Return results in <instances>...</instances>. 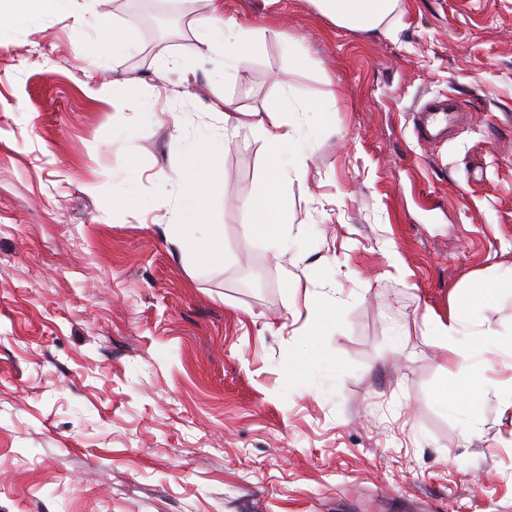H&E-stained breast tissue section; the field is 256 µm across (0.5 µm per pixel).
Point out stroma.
<instances>
[{
  "label": "stroma",
  "instance_id": "1",
  "mask_svg": "<svg viewBox=\"0 0 512 512\" xmlns=\"http://www.w3.org/2000/svg\"><path fill=\"white\" fill-rule=\"evenodd\" d=\"M161 5L109 0L130 44L100 63L94 23H0V512H512V355L470 375L467 436L435 337L472 279L512 268V0H397L372 33L312 0H224L254 35L238 69L198 54L209 0ZM174 57L197 83L156 80ZM130 70L152 118L88 91ZM286 91L307 111H277ZM434 95L466 107L438 145L408 120ZM220 96L299 129L285 252L246 222L250 131L212 188L216 260L192 253L205 229L169 239ZM316 297L338 313L292 380ZM470 327L511 340L512 292ZM478 400V393L471 387L464 385L462 389L454 390L451 394L450 405L455 408L469 410L466 416V433L476 430L480 424L478 415L473 413V407Z\"/></svg>",
  "mask_w": 512,
  "mask_h": 512
}]
</instances>
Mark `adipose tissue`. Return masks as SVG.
<instances>
[{
	"label": "adipose tissue",
	"mask_w": 512,
	"mask_h": 512,
	"mask_svg": "<svg viewBox=\"0 0 512 512\" xmlns=\"http://www.w3.org/2000/svg\"><path fill=\"white\" fill-rule=\"evenodd\" d=\"M73 0H0V19L34 21L47 17L62 20L80 19L81 14L72 6ZM211 13L199 19L202 30L200 52L215 55L230 52L235 66L248 61L247 48L253 41L250 32L243 30L234 19L225 17L224 0H210ZM321 14L336 25L359 31L377 30L393 11L397 0H313ZM101 0H86L97 23L99 37L88 45L87 53L98 59H106L110 50L127 43L125 30L111 20L108 13L100 11ZM236 125L264 136L269 150L265 198L262 203L247 208L248 222L253 229L274 249L288 248V224L293 221L288 195L284 189L289 176H302L306 168V156L299 144L298 133L287 123L266 125L260 111L240 112ZM228 138L202 136L188 143L185 159L178 175L179 206L175 224L169 230L174 245H181L184 238L197 226L208 228L210 240L223 235L220 225L210 223L212 193L217 159L229 146ZM512 291V271L497 276L493 281H473L468 290V307H482L493 300L496 292ZM453 308L448 322L439 323L436 337L440 348L447 351L449 363L463 367L465 363L484 358L492 344L487 339L457 340L459 325L468 320L467 309Z\"/></svg>",
	"instance_id": "1"
}]
</instances>
